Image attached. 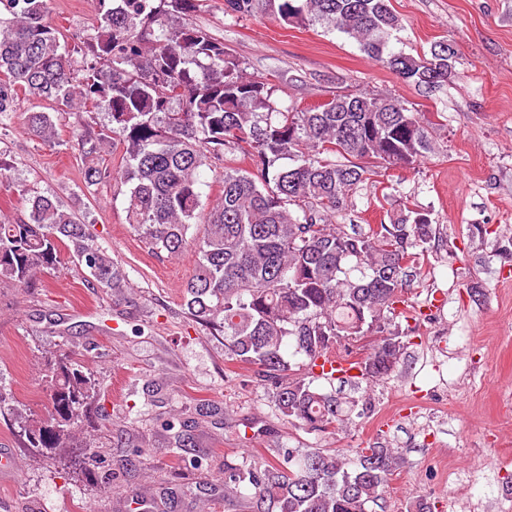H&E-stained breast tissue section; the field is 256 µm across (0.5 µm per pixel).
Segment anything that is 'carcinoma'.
Here are the masks:
<instances>
[{"instance_id":"1","label":"carcinoma","mask_w":512,"mask_h":512,"mask_svg":"<svg viewBox=\"0 0 512 512\" xmlns=\"http://www.w3.org/2000/svg\"><path fill=\"white\" fill-rule=\"evenodd\" d=\"M48 2L0 0V129L20 115L31 136L53 143L62 126L77 127L86 189L110 180L129 186L125 222L149 249L178 257L194 248L184 285L190 316L224 340L230 358L257 366L280 416L335 433L351 406L312 387L313 367L335 345L372 335L354 378L375 383L395 371L405 343L379 335L381 321L404 303L434 239L428 214L405 204L369 233L346 232L335 220L378 169L412 165L431 150L424 115L383 95L283 104L274 86L248 75L241 57L191 20L199 0H95L94 34L73 47L48 21ZM224 15L331 25L418 87L455 77L442 41L427 54L388 49L401 26L388 0H224ZM22 99L48 102L51 111L19 113ZM96 112L108 124L92 126L86 115ZM112 142L122 148L116 171L102 165ZM239 156L252 167L238 166ZM211 162L224 163V185L204 202L202 168ZM18 197L19 215L0 219V281L26 288L66 250L98 287L119 295L131 288L72 210L24 188ZM197 224L199 235L188 236ZM288 343L304 356V374L294 379ZM46 391L45 415L14 400L10 421L27 447L82 474L93 450L76 428L90 419L95 376L60 358L47 369ZM188 428L176 417L161 423L179 449ZM273 452L261 463H224V501L245 512H376L404 464L398 449L383 446Z\"/></svg>"}]
</instances>
